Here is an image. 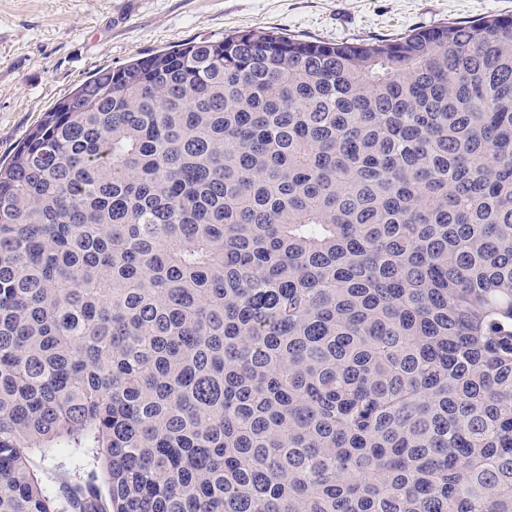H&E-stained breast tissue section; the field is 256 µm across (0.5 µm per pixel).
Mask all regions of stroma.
<instances>
[{"mask_svg": "<svg viewBox=\"0 0 512 512\" xmlns=\"http://www.w3.org/2000/svg\"><path fill=\"white\" fill-rule=\"evenodd\" d=\"M512 15V0H0V158L90 76L200 38L265 29L340 43ZM50 496L74 480L69 449L34 454Z\"/></svg>", "mask_w": 512, "mask_h": 512, "instance_id": "obj_1", "label": "stroma"}]
</instances>
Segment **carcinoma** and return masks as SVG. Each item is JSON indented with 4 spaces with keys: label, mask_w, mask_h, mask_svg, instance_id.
<instances>
[{
    "label": "carcinoma",
    "mask_w": 512,
    "mask_h": 512,
    "mask_svg": "<svg viewBox=\"0 0 512 512\" xmlns=\"http://www.w3.org/2000/svg\"><path fill=\"white\" fill-rule=\"evenodd\" d=\"M48 448L91 466L57 499ZM0 512H512V16L194 40L44 113Z\"/></svg>",
    "instance_id": "obj_1"
}]
</instances>
